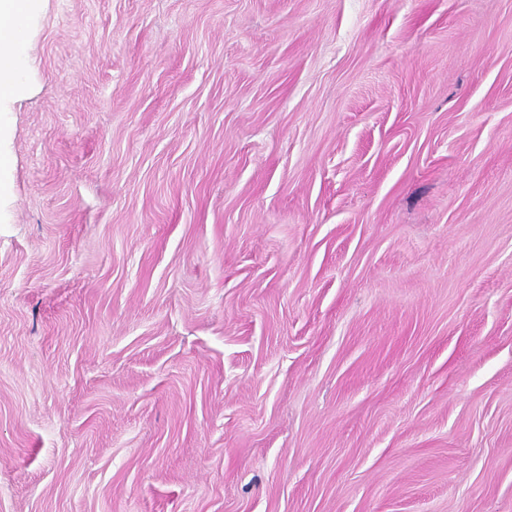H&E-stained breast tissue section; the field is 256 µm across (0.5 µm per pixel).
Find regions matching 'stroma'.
<instances>
[{
  "label": "stroma",
  "mask_w": 512,
  "mask_h": 512,
  "mask_svg": "<svg viewBox=\"0 0 512 512\" xmlns=\"http://www.w3.org/2000/svg\"><path fill=\"white\" fill-rule=\"evenodd\" d=\"M0 193V512H512V0H48Z\"/></svg>",
  "instance_id": "35a3bbf8"
}]
</instances>
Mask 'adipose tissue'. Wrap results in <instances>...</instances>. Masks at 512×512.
I'll use <instances>...</instances> for the list:
<instances>
[{"instance_id": "adipose-tissue-1", "label": "adipose tissue", "mask_w": 512, "mask_h": 512, "mask_svg": "<svg viewBox=\"0 0 512 512\" xmlns=\"http://www.w3.org/2000/svg\"><path fill=\"white\" fill-rule=\"evenodd\" d=\"M46 0H0V75L13 76L14 82L8 94L0 95V108L17 98L24 90V73L29 70L26 51H15L11 45L8 29L14 23L32 27L43 12Z\"/></svg>"}]
</instances>
